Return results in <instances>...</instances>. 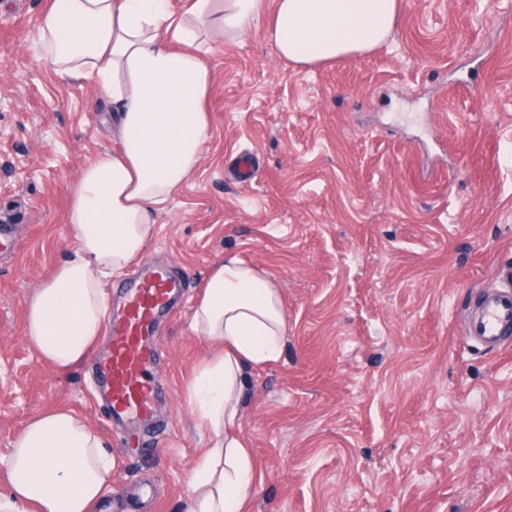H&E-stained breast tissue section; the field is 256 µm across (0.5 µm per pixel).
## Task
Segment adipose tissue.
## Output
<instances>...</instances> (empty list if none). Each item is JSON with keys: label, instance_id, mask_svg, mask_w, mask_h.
<instances>
[{"label": "adipose tissue", "instance_id": "ef3b65f1", "mask_svg": "<svg viewBox=\"0 0 512 512\" xmlns=\"http://www.w3.org/2000/svg\"><path fill=\"white\" fill-rule=\"evenodd\" d=\"M399 0H47L40 59L61 79L94 83L112 103L115 144L88 163L67 199L68 256L27 300L23 333L60 373L85 364L105 338L108 279L153 242L157 220L196 173L212 136L216 38L268 19L278 57L300 69L385 44ZM208 344L188 396L208 437L191 470L185 512H251L258 464L242 428L245 372L277 364L287 318L276 283L225 258L194 302ZM116 462L103 436L66 408L34 414L0 457V512H97Z\"/></svg>", "mask_w": 512, "mask_h": 512}]
</instances>
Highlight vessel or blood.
Segmentation results:
<instances>
[{"instance_id":"1","label":"vessel or blood","mask_w":512,"mask_h":512,"mask_svg":"<svg viewBox=\"0 0 512 512\" xmlns=\"http://www.w3.org/2000/svg\"><path fill=\"white\" fill-rule=\"evenodd\" d=\"M174 288L163 268L150 269L127 286L124 310L111 323L112 350L99 366L106 382V406L113 417L146 418L153 412L156 388L150 377L154 357L151 332ZM465 334L490 350L512 345V272L481 292Z\"/></svg>"}]
</instances>
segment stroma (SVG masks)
Instances as JSON below:
<instances>
[{
	"label": "stroma",
	"instance_id": "35a3bbf8",
	"mask_svg": "<svg viewBox=\"0 0 512 512\" xmlns=\"http://www.w3.org/2000/svg\"><path fill=\"white\" fill-rule=\"evenodd\" d=\"M44 2L0 0V455L65 405L117 460L112 512H181L207 443L193 302L234 255L287 317L281 362L245 378L253 512H512V348L463 334L512 268V0H401L386 45L314 70L280 60L262 23L217 44L213 137L135 262L187 286L154 324L153 416L123 421L97 358L60 374L23 334L73 246L69 189L113 144L107 99L38 61Z\"/></svg>",
	"mask_w": 512,
	"mask_h": 512
}]
</instances>
